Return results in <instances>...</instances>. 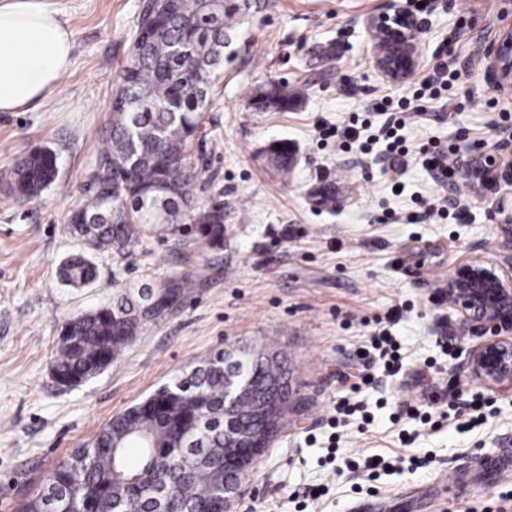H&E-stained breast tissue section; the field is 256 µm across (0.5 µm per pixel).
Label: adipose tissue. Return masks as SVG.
I'll return each mask as SVG.
<instances>
[{"mask_svg":"<svg viewBox=\"0 0 512 512\" xmlns=\"http://www.w3.org/2000/svg\"><path fill=\"white\" fill-rule=\"evenodd\" d=\"M72 49L71 31L45 0H0V112L49 97Z\"/></svg>","mask_w":512,"mask_h":512,"instance_id":"1","label":"adipose tissue"}]
</instances>
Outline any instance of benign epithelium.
<instances>
[{
	"label": "benign epithelium",
	"instance_id": "benign-epithelium-1",
	"mask_svg": "<svg viewBox=\"0 0 512 512\" xmlns=\"http://www.w3.org/2000/svg\"><path fill=\"white\" fill-rule=\"evenodd\" d=\"M373 63L378 72L393 84L407 80L419 65V30L417 19L406 9L390 12L366 21ZM489 62L495 85L512 88V27H502L482 49ZM496 153L469 159L468 175L481 186L500 181L512 186V139H503ZM499 224L512 227V196L502 195L495 204ZM448 305L472 332L483 336L482 342L465 354V364L473 379L497 390L512 388V255L501 259L463 260L455 265L445 284ZM259 411L272 405L291 409V395H283L276 386L266 387L258 397ZM226 438L235 442V457L224 460V512H231L242 484L250 473V459L268 448L280 431L267 429L256 437L255 426L236 421L224 412Z\"/></svg>",
	"mask_w": 512,
	"mask_h": 512
}]
</instances>
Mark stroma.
<instances>
[{"mask_svg": "<svg viewBox=\"0 0 512 512\" xmlns=\"http://www.w3.org/2000/svg\"><path fill=\"white\" fill-rule=\"evenodd\" d=\"M73 33L72 66L44 102L0 112V512H21L43 477L60 460L91 445L112 416L138 403L209 352L273 338L288 357L296 408L279 437L252 468L233 512H352L370 503L378 512H424L411 497L417 486L435 487L446 512H483L512 475L484 481L480 461L512 457V391L493 392L484 424L414 420L393 424L400 404L432 395L447 399L460 383L479 391L455 352L479 343L437 295L455 264L512 252L492 214L498 190L458 180L448 188L449 216L409 224L415 199L437 188L421 164L408 166L402 194H394L386 163L335 139L321 140L318 125L344 126L350 113H368L382 97L407 95L375 69L366 28L369 17L410 0H252L249 17L231 34L213 103L189 150L200 178L194 205L224 201V244L198 248L191 233L153 234L126 256L92 253L98 267L87 287L64 285L60 262L80 251L66 218L82 199L88 172L105 150L112 124L117 74L133 42L143 0H48ZM420 69L442 47L452 48L442 120L407 125L410 149L429 138L485 153L512 135V91L495 89L481 54L485 41L512 22L507 0H428ZM281 86L287 108L256 109L261 90ZM288 141L295 165L280 178L266 163L269 146ZM37 147L57 155L58 178L41 198L9 197L17 160ZM398 223H383L386 211ZM198 270L201 282L179 310L146 327L101 373L75 387L51 376L62 326L76 315L111 304L119 289L163 284ZM400 310L390 331L404 357L388 375L371 365L376 388L362 392L374 421L330 427L336 397L348 393L365 368L358 355L367 319ZM414 433L402 444L401 431ZM339 438L329 452V437ZM383 459L377 495L351 463ZM458 469L443 486L438 476ZM325 488L313 500L310 490Z\"/></svg>", "mask_w": 512, "mask_h": 512, "instance_id": "35a3bbf8", "label": "stroma"}]
</instances>
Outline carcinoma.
<instances>
[{"label":"carcinoma","instance_id":"obj_1","mask_svg":"<svg viewBox=\"0 0 512 512\" xmlns=\"http://www.w3.org/2000/svg\"><path fill=\"white\" fill-rule=\"evenodd\" d=\"M248 0H150L142 10L132 48L118 74L112 100V136L89 173L91 188L67 218L75 238L98 252L129 254L149 234L171 232L188 214L195 242H224V201L188 213L191 187L198 176L188 147L212 104L217 71L224 64L230 33L242 24ZM270 162L288 176L292 152L280 142ZM58 176L57 156L47 147L31 150L14 169L11 194L39 198ZM58 277L74 287L96 278L95 265L75 254L64 260ZM199 281L183 273L161 288L184 301ZM151 292H138L69 319L53 360V377L74 386L112 363L130 342L126 315H142ZM235 377L262 382L284 377L287 357L275 347L230 352ZM198 371L193 393L208 407L210 419L196 414L197 400L175 377L146 400L115 414L81 459L60 461L43 478L39 492L22 512H113L121 499L127 512H154L150 495L124 488L114 472L147 488L168 487L172 512H197L215 499L213 459L235 451L224 442V351L189 363Z\"/></svg>","mask_w":512,"mask_h":512}]
</instances>
